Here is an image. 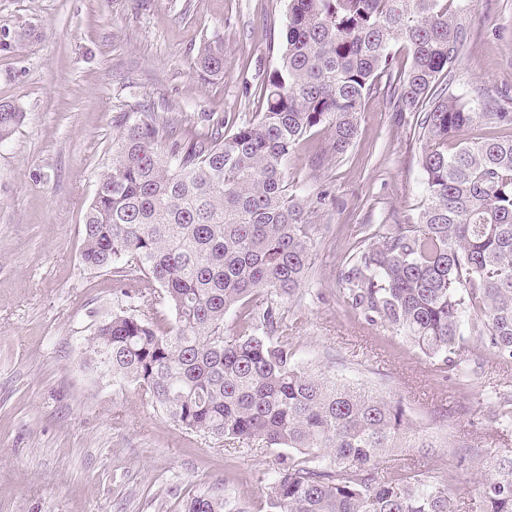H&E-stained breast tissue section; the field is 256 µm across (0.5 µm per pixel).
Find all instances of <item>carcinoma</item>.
Instances as JSON below:
<instances>
[{"label":"carcinoma","mask_w":512,"mask_h":512,"mask_svg":"<svg viewBox=\"0 0 512 512\" xmlns=\"http://www.w3.org/2000/svg\"><path fill=\"white\" fill-rule=\"evenodd\" d=\"M456 0H288L285 40L260 89V111L223 133L171 139L172 116L128 112L83 229L82 263L119 282L150 279L175 313L164 330L124 311L87 339L100 373L130 382L175 423L231 449L278 448L264 512H465L411 453L447 444L415 426L400 402L329 369L295 363L282 313L307 282L312 225L288 193L285 166L311 129L331 131L340 157L382 75L426 142L427 199L416 220L371 227L344 275L343 302L446 373L488 352L512 363V136L469 140L475 125L512 129V109L486 111L448 94L443 79L461 32ZM410 56L398 64L394 45ZM201 73L224 72L208 41ZM23 112L0 103V140ZM236 311V327L224 319ZM481 456L479 512H512V455ZM391 456L409 461L387 464ZM183 512H250L206 492Z\"/></svg>","instance_id":"obj_1"}]
</instances>
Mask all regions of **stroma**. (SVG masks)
Listing matches in <instances>:
<instances>
[{
    "mask_svg": "<svg viewBox=\"0 0 512 512\" xmlns=\"http://www.w3.org/2000/svg\"><path fill=\"white\" fill-rule=\"evenodd\" d=\"M288 0H0V102L24 120L0 142V512H182L187 496L224 489L261 512L273 451L237 453L187 431L132 384L99 376L85 340L124 309L170 326L157 284L117 283L81 261L83 224L126 112L250 118L276 66ZM463 39L449 94L472 105L512 99V0H457ZM224 44V71L204 77V43ZM318 127L289 157V190L313 224L312 268L286 302L299 365L327 366L400 401L451 442L512 454L494 421L512 400V364L466 362L468 388L339 301L352 245L369 226L411 223L425 185L424 143L387 78L367 97L353 146L327 152ZM427 462L451 494L478 497L479 458L447 449Z\"/></svg>",
    "mask_w": 512,
    "mask_h": 512,
    "instance_id": "1",
    "label": "stroma"
}]
</instances>
